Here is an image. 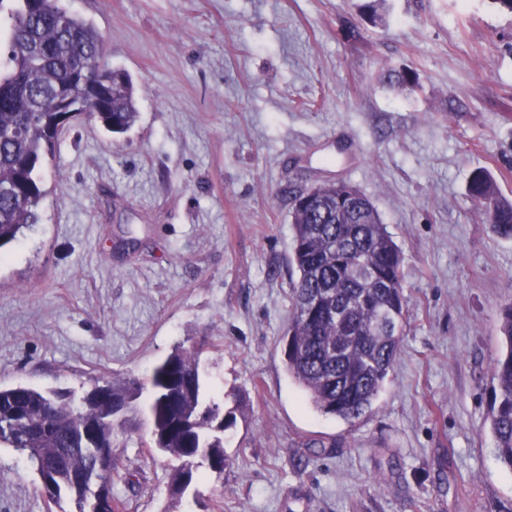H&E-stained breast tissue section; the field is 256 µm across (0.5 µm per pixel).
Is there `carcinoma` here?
<instances>
[{
	"label": "carcinoma",
	"mask_w": 512,
	"mask_h": 512,
	"mask_svg": "<svg viewBox=\"0 0 512 512\" xmlns=\"http://www.w3.org/2000/svg\"><path fill=\"white\" fill-rule=\"evenodd\" d=\"M104 46L96 26L63 0H0V247L39 221V169L59 147L64 108L94 96L107 132L124 134L137 123L132 80L101 62ZM386 79L418 85L410 68ZM468 193L485 207L494 232L512 239V201L485 170L473 172ZM291 218L297 278L289 282L286 369L318 411L353 422L372 410L401 352L409 302L402 255L376 207L348 183L312 187L306 201L291 206ZM500 329L508 350L493 367L489 422L497 460L512 470V304L501 312ZM202 353L200 346L179 347L147 381L107 378L81 396L0 387V447L31 464L47 500L67 499L86 512L88 485L78 477L112 485L113 470L98 468L97 453L112 448V407L130 402L147 416L148 447L181 461L171 491L192 482L203 449L220 475L224 430L234 415L206 397ZM145 391L144 407L134 405Z\"/></svg>",
	"instance_id": "1"
}]
</instances>
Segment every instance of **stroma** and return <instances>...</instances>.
Wrapping results in <instances>:
<instances>
[{
	"instance_id": "1",
	"label": "stroma",
	"mask_w": 512,
	"mask_h": 512,
	"mask_svg": "<svg viewBox=\"0 0 512 512\" xmlns=\"http://www.w3.org/2000/svg\"><path fill=\"white\" fill-rule=\"evenodd\" d=\"M127 71L140 119L70 121L40 221L0 248V386L82 391L204 346L235 414L223 474L114 430L123 512H512L488 420L512 240L468 195L512 201V13L495 0H65ZM382 17L372 23L364 7ZM411 67L405 91L384 73ZM346 182L398 245L401 354L371 412L313 408L288 374L290 197ZM318 447H310V440ZM0 512H60L0 447ZM471 199L485 207L487 223L501 237L512 239V201L503 199L493 178L483 169L473 172L468 186Z\"/></svg>"
}]
</instances>
